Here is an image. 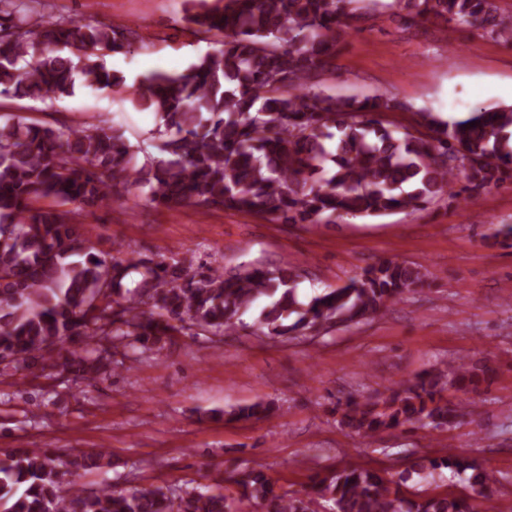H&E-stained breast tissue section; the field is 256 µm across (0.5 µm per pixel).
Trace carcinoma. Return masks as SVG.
I'll return each instance as SVG.
<instances>
[{
  "label": "carcinoma",
  "instance_id": "cac0c4a2",
  "mask_svg": "<svg viewBox=\"0 0 512 512\" xmlns=\"http://www.w3.org/2000/svg\"><path fill=\"white\" fill-rule=\"evenodd\" d=\"M30 0H0V96L50 107L74 93L126 87L106 57L139 39L132 28L74 18L32 16ZM355 0H183L182 20L221 47L180 72L145 77L129 98L159 118L160 160H140L116 124L0 123V360L29 369L52 364L95 381L117 344L161 350L178 335L222 337L264 299L254 327L264 336L372 320L423 283L420 271L392 260L371 264L338 288L298 300L295 266H220L185 257H109L80 232L75 216L137 189L153 203L222 208L282 224H339L347 218L417 211L444 196L512 181V105L451 122L414 113L409 126L386 120L405 105L386 94L340 97L322 88L337 47L361 18ZM408 21L434 16L454 31L479 26L512 41V11L496 0H405ZM475 126H470V123ZM465 184L456 187L460 179ZM489 369L464 360L430 370L375 400L348 399L340 423L369 438L406 424L444 430L461 412L448 389L474 390ZM270 403L225 410L229 420L269 417ZM102 450L82 452L67 472L100 469ZM442 469L467 477L465 496L415 494L372 467L310 478L290 493L254 470L207 492L168 488L87 493L62 488L43 448L0 453L3 512H232L243 499L263 512H479L493 476L452 454L423 458L421 480Z\"/></svg>",
  "mask_w": 512,
  "mask_h": 512
}]
</instances>
